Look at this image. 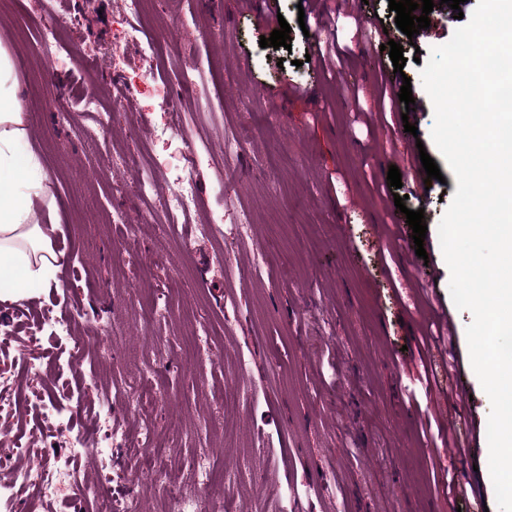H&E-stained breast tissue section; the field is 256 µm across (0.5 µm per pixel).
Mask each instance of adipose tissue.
I'll list each match as a JSON object with an SVG mask.
<instances>
[{
    "instance_id": "adipose-tissue-1",
    "label": "adipose tissue",
    "mask_w": 512,
    "mask_h": 512,
    "mask_svg": "<svg viewBox=\"0 0 512 512\" xmlns=\"http://www.w3.org/2000/svg\"><path fill=\"white\" fill-rule=\"evenodd\" d=\"M12 60L0 47V275L21 273L10 292L16 303L28 302L27 280L58 262L54 217L37 223L34 200L45 195L46 175L39 157L19 155L30 136L22 99L12 80Z\"/></svg>"
}]
</instances>
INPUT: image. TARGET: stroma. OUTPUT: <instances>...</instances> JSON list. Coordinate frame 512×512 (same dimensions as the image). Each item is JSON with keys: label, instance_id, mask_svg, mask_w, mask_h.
<instances>
[{"label": "stroma", "instance_id": "stroma-1", "mask_svg": "<svg viewBox=\"0 0 512 512\" xmlns=\"http://www.w3.org/2000/svg\"><path fill=\"white\" fill-rule=\"evenodd\" d=\"M281 20L261 16L258 0H150L149 32L171 33L160 56L138 42L116 41L121 0H7L0 45L9 53L32 136L20 154L36 153L60 224L64 263L34 280L26 305L0 298V420L30 456L65 459V436L98 428L95 397L103 384L136 389L141 410L115 401L112 421L124 434L105 455L88 452L72 489L46 512H92L100 496L124 502L136 492L140 512H177L170 482L195 486L196 461L208 454L210 480L221 482L224 512H445L442 475L434 471L426 420L408 401V369L426 360L439 385L461 382L471 396L457 431L469 441L482 502L499 512L489 481L490 399L470 361V312L456 308L438 225L457 181L435 146L434 109L421 72L431 50L450 40L460 20L430 15V35L410 45L394 28L389 0H363L354 17L321 29L324 45L342 49L336 71L305 64L310 40L298 23L299 0H276ZM78 15L60 49L70 70H47L19 46L36 39L47 7ZM392 24L404 47L416 112L394 102L389 129L367 130L388 51L357 46L355 23ZM290 48L260 47L280 21ZM181 75L171 98L185 121L172 140L155 139L167 115L153 92L158 70ZM136 82V112L118 111L114 87ZM87 82L98 112L80 99L60 107L66 88ZM358 96H351V89ZM110 116L99 130L98 113ZM415 125L441 179L422 202L427 256L415 254L413 231L393 200L373 183L396 164L405 124ZM246 136L231 155L226 139ZM208 153L196 174L199 209L170 230L136 191L131 162L176 155L184 144ZM226 189H219L226 173ZM225 181V180H224ZM224 214L225 237H196L202 213ZM123 216L112 223L113 213ZM445 312L452 351L419 355L426 322L418 309ZM67 319L100 331V345L59 342L48 325ZM54 359V382L31 365ZM64 393L61 431L42 433L31 406ZM147 442L165 473L132 481ZM248 486L231 482L250 459Z\"/></svg>", "mask_w": 512, "mask_h": 512}]
</instances>
